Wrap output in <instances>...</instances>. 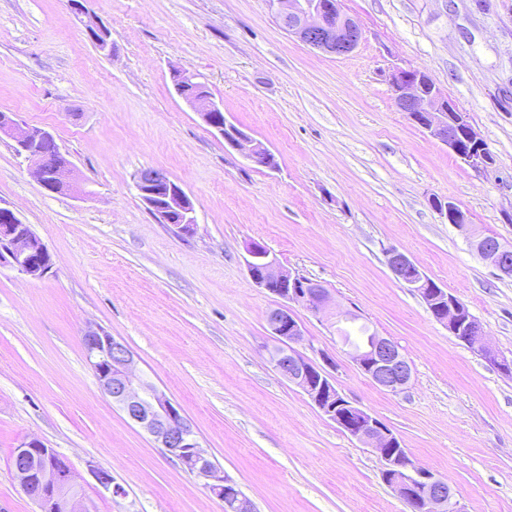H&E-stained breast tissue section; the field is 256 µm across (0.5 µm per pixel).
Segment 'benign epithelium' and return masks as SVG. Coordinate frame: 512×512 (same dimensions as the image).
I'll use <instances>...</instances> for the list:
<instances>
[{"label":"benign epithelium","mask_w":512,"mask_h":512,"mask_svg":"<svg viewBox=\"0 0 512 512\" xmlns=\"http://www.w3.org/2000/svg\"><path fill=\"white\" fill-rule=\"evenodd\" d=\"M281 27L312 50L341 57L352 53L363 38L360 25L341 7V0H268ZM394 103L432 138L443 142L463 163L477 172L494 165L486 142L466 117L442 94L430 76L417 69L398 68L391 74ZM203 122L231 148L243 151L253 163L273 167L274 154L254 142L230 121L209 98L188 96ZM0 132L11 135L19 153L34 165V175L43 182V164L38 146L55 141L40 127L19 129L14 114L0 112ZM136 188L141 200L161 224H171L189 234L195 226L194 206L182 187L157 169L138 174ZM435 211L466 238L475 252L501 277L512 275V248L480 233L452 201L432 198ZM0 266L30 279L43 278L53 266L52 256L17 214L0 207ZM246 261L252 283L285 301L267 314L270 336L279 343L273 360L280 374L299 387L316 407L344 432L374 449L384 462L383 477L388 486L413 512H462L457 491L446 481L418 469L396 435L379 419L354 406L336 389L329 372L303 357L295 344L303 340L301 324L286 306L303 305L315 313L330 302L327 289L319 283L292 273L270 256L265 246L252 243ZM386 261L394 276L416 291L432 316L444 323L458 340L477 350L489 363L499 364L497 354L484 341V333L465 306L444 288L434 286L430 277L406 253L391 249ZM86 359L100 390L131 420L148 432L158 445L188 471L207 480L209 491L224 502V512H252L250 501L224 477L200 446L189 421L154 384L138 376L133 354L127 345L101 328L83 336ZM352 359L378 386L401 392L412 378V368L397 343L373 334L367 344L352 352ZM15 475L23 490L40 507V512H88L81 504L78 484L68 462L39 439L31 438L13 453Z\"/></svg>","instance_id":"1"}]
</instances>
